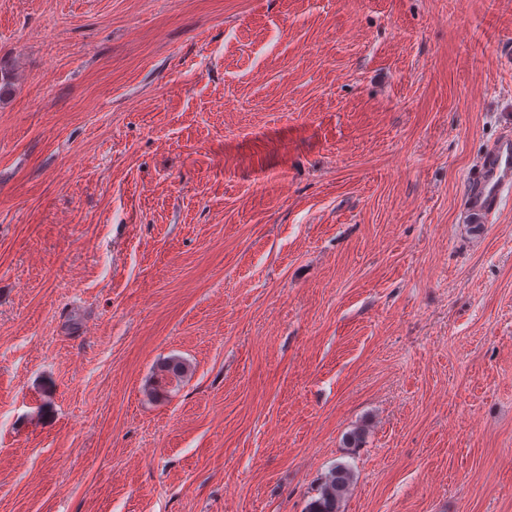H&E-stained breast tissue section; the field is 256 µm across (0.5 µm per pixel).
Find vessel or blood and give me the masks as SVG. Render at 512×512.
<instances>
[{
    "mask_svg": "<svg viewBox=\"0 0 512 512\" xmlns=\"http://www.w3.org/2000/svg\"><path fill=\"white\" fill-rule=\"evenodd\" d=\"M509 190H512V137L507 136L487 150L468 178L465 208L471 223H489Z\"/></svg>",
    "mask_w": 512,
    "mask_h": 512,
    "instance_id": "1",
    "label": "vessel or blood"
}]
</instances>
